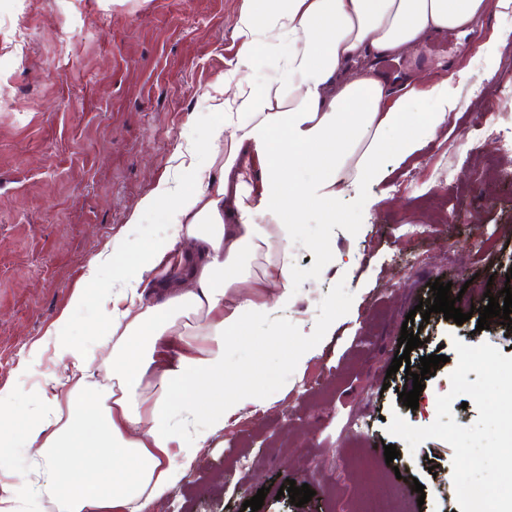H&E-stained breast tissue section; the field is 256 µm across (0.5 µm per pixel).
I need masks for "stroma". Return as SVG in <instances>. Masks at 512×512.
<instances>
[{
    "label": "stroma",
    "mask_w": 512,
    "mask_h": 512,
    "mask_svg": "<svg viewBox=\"0 0 512 512\" xmlns=\"http://www.w3.org/2000/svg\"><path fill=\"white\" fill-rule=\"evenodd\" d=\"M246 0H0V386L18 409L60 372L49 334L61 316L88 349L96 302L70 305L89 263L121 236L130 247L164 234L159 213L138 211L142 198L209 162L211 128L222 121L215 89L239 69L235 23ZM512 14L489 10L474 32L434 33L416 49L377 60L392 82L414 76L434 83L458 74L457 105L405 162L389 161L385 182L340 201L344 224L306 210L298 226L307 248L292 271L303 288L294 304L247 325L230 345L227 371L266 365L258 392L266 407H247L221 438L203 448L181 481L147 512H240L258 489L260 512H366L383 488L410 512H456L452 447L431 438L409 449L387 420L400 415L425 427L436 399L451 388L454 340L489 343L512 354V327L492 318L477 330L434 313L413 315L442 279L451 295L487 306L512 272ZM485 98L472 101L475 86ZM498 136H477L480 121ZM138 222H131V215ZM423 226L410 236L407 228ZM413 323H406V315ZM422 344L411 363L445 355L426 376L418 409L399 391L404 372L389 374L402 325ZM320 330L317 354L303 368L290 356L304 333ZM45 350L30 376L16 366L33 344ZM399 456L386 464L384 448ZM314 495L295 506L280 495L286 480ZM421 483L423 492L412 489Z\"/></svg>",
    "instance_id": "35a3bbf8"
}]
</instances>
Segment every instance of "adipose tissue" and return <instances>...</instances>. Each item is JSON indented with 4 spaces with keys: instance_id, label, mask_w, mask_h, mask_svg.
Returning <instances> with one entry per match:
<instances>
[{
    "instance_id": "1",
    "label": "adipose tissue",
    "mask_w": 512,
    "mask_h": 512,
    "mask_svg": "<svg viewBox=\"0 0 512 512\" xmlns=\"http://www.w3.org/2000/svg\"><path fill=\"white\" fill-rule=\"evenodd\" d=\"M488 0H248L236 21L240 63L270 56L262 86L225 81L212 162L143 200L165 237L113 240L89 264L75 307L96 302L103 356L56 333L62 374L36 410L0 388V512H146L228 419L263 404L259 365L226 372L230 342L295 297L291 257L303 210L341 219L344 186L382 183L388 159L415 154L445 121L448 83L399 93L373 60L431 33L473 31ZM434 105L425 122L406 107ZM317 171L300 181L302 166Z\"/></svg>"
}]
</instances>
